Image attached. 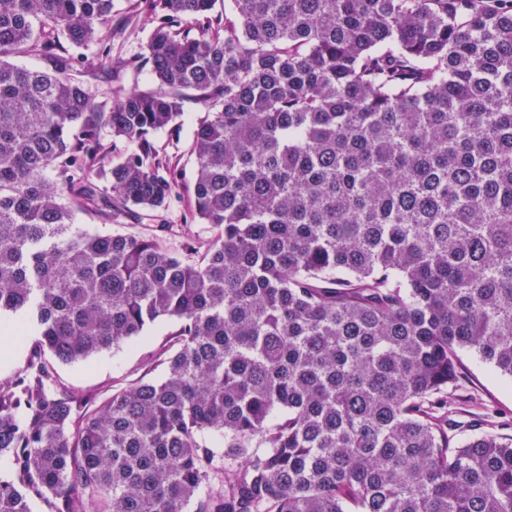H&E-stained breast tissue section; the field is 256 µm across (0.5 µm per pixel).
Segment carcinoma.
<instances>
[{
	"label": "carcinoma",
	"mask_w": 512,
	"mask_h": 512,
	"mask_svg": "<svg viewBox=\"0 0 512 512\" xmlns=\"http://www.w3.org/2000/svg\"><path fill=\"white\" fill-rule=\"evenodd\" d=\"M216 2L150 0L157 88L98 112L59 38L113 0H0V512H512V438L448 401L463 351L512 378V0ZM188 98L215 239L76 231L165 210ZM165 317L161 379L57 380ZM15 334L27 335L28 330L24 326V324L17 319V324L15 328V332L11 335H0V348L2 352V346H10L12 348V353L10 358L3 359L0 361V380L6 381L14 376L16 373L25 368L29 358L28 349L25 346L14 347L12 345V341L14 340L13 336Z\"/></svg>",
	"instance_id": "cac0c4a2"
}]
</instances>
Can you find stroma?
Returning a JSON list of instances; mask_svg holds the SVG:
<instances>
[{
    "label": "stroma",
    "mask_w": 512,
    "mask_h": 512,
    "mask_svg": "<svg viewBox=\"0 0 512 512\" xmlns=\"http://www.w3.org/2000/svg\"><path fill=\"white\" fill-rule=\"evenodd\" d=\"M154 27L148 0H114L112 19L103 39L72 48V75L90 87L102 110H110L115 99L130 89H155L150 68L144 63L145 46ZM117 59L126 61L125 69H112V61ZM202 112L196 101H186L177 130H160L153 135L163 159L180 174L176 191L159 218L122 216L112 220L96 210L80 211L75 215L76 228L90 234L147 236L160 222L169 225L168 241L174 247L187 238L203 243L214 239V229L200 223L192 212V143ZM176 328V320L159 319L131 342L103 352L90 362L56 364V375L65 387L103 402L112 392L138 381L144 374L162 378V370L148 371L147 361L167 343ZM448 395L458 419L483 423L502 436H512V379L495 375L478 358L464 353L460 356L458 378L449 386Z\"/></svg>",
    "instance_id": "obj_1"
}]
</instances>
